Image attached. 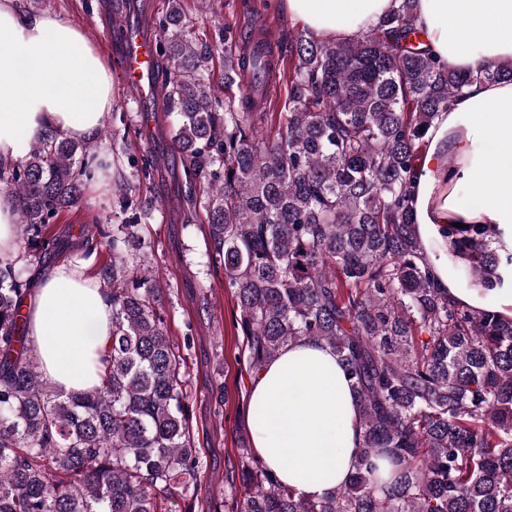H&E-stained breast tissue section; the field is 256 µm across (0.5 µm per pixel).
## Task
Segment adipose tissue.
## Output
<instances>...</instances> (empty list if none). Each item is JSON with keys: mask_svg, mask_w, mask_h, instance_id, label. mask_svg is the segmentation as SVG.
<instances>
[{"mask_svg": "<svg viewBox=\"0 0 512 512\" xmlns=\"http://www.w3.org/2000/svg\"><path fill=\"white\" fill-rule=\"evenodd\" d=\"M399 0H283L307 30L346 41L375 28ZM417 24L437 59L468 70L512 60V0H415ZM112 110V75L83 31L55 13L21 15L0 0V160L22 156L44 125L74 140L102 127ZM487 144L484 154L479 144ZM413 218L432 274L449 299L481 307L494 297L512 317V288H462L448 253V227L495 224L512 236V81L474 83L438 113L419 154ZM468 188L474 206L459 203ZM45 377L64 391L96 386L95 362L112 333L97 284L70 264L54 265L24 309ZM251 446L276 478L309 499L341 486L360 447L357 399L333 349L289 344L250 382Z\"/></svg>", "mask_w": 512, "mask_h": 512, "instance_id": "ef3b65f1", "label": "adipose tissue"}]
</instances>
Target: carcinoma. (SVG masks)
<instances>
[{
  "instance_id": "cac0c4a2",
  "label": "carcinoma",
  "mask_w": 512,
  "mask_h": 512,
  "mask_svg": "<svg viewBox=\"0 0 512 512\" xmlns=\"http://www.w3.org/2000/svg\"><path fill=\"white\" fill-rule=\"evenodd\" d=\"M415 0L350 41L290 35L278 53L242 46L229 28L188 36L181 0L158 20L156 81L172 141L202 201L212 246L246 338L245 371L289 344L330 345L357 398L360 455L344 485L318 500L280 483L238 437L229 512H512V317L493 301L472 309L434 287L410 206V179L435 116L475 79L512 80V62L465 73L418 48ZM224 52V82H205ZM288 61V93L269 82ZM268 121L274 127L264 132ZM125 113L101 136L127 141ZM98 142L47 128L21 160L0 165L28 254L76 205L98 165ZM142 180L149 154L128 156ZM112 217L82 229L87 250L112 252L100 289L112 336L100 384L66 393L39 370L20 308L33 281L0 260V512H188L203 509L190 443L185 358L169 336L162 287L128 181ZM452 253L487 288L512 286V247L494 224L448 225Z\"/></svg>"
}]
</instances>
